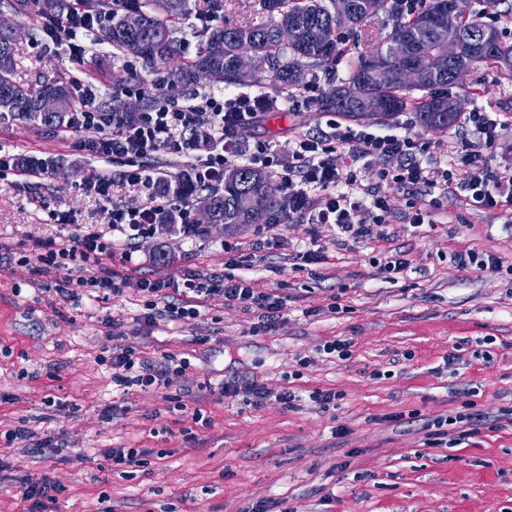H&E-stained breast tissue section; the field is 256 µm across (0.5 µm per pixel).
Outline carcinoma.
Listing matches in <instances>:
<instances>
[{
  "instance_id": "cac0c4a2",
  "label": "carcinoma",
  "mask_w": 512,
  "mask_h": 512,
  "mask_svg": "<svg viewBox=\"0 0 512 512\" xmlns=\"http://www.w3.org/2000/svg\"><path fill=\"white\" fill-rule=\"evenodd\" d=\"M191 0H82L81 7L97 19L96 41L107 45L112 53H125L124 42L136 38L142 42L140 55L145 63L159 67L173 59L179 67L155 79L152 92L128 102L112 113L116 122L131 119L153 108L161 99L178 94L186 84L203 88L218 86L260 87L269 81L277 94L301 95L307 84L324 75L327 88L316 99L323 112H336L355 121L384 123L408 109L415 112L419 127L428 130L438 124L448 127L458 123L461 112L453 111V97L448 90L457 84L454 73L463 65L469 69L492 66L506 79L512 80V43L497 40L490 49L471 41V36L487 27L477 19L465 17L451 31L431 25L425 17L441 14L445 0H422L423 5L412 17L390 13L391 29L385 38L367 50H360L352 62L347 78L336 82V64L344 56L343 33L363 24L388 0H350L351 10L345 14L336 9V0H264L265 9L278 13L266 23L211 25V20L224 13V0H202L198 16L203 22L202 49L192 57L183 55L175 37L176 20L191 11ZM16 15L34 10L49 29L60 19L62 0H0ZM128 13L141 16V27L127 32L121 21ZM281 21H290L296 35L290 44L280 42L276 28ZM455 38L463 42V55L457 61L443 62L439 56L441 41ZM253 47L261 68L249 75L236 69V55L242 44ZM17 44L0 32V121L18 120L50 129L70 123L78 106L74 83L59 75L32 82L16 78ZM382 60L395 69L410 62L418 64L427 79L419 85L400 80L378 84L370 77L374 63ZM59 94L61 109L40 115L39 100L49 93ZM163 192L207 207L210 223L228 228L240 224H269L279 214L281 199L271 177L263 170L247 165L231 164L224 170L223 181L208 186L194 183L185 172L173 179H160Z\"/></svg>"
}]
</instances>
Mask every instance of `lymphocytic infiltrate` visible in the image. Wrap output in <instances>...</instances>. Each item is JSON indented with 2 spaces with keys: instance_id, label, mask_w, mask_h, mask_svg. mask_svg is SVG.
Returning <instances> with one entry per match:
<instances>
[{
  "instance_id": "f902f5d3",
  "label": "lymphocytic infiltrate",
  "mask_w": 512,
  "mask_h": 512,
  "mask_svg": "<svg viewBox=\"0 0 512 512\" xmlns=\"http://www.w3.org/2000/svg\"><path fill=\"white\" fill-rule=\"evenodd\" d=\"M68 9L59 24L47 30L49 43H62L70 54L82 55L92 40L96 22L83 13L79 0H66ZM79 106L71 124L61 129L60 139L70 148L101 156L121 159L126 168L119 174L100 172L85 186L88 194L107 200L114 182L148 186L149 192L138 207L115 208L107 221L86 227L80 234L66 239H34L18 252L19 263L34 266L43 274L65 270L72 262L87 265L89 275L78 288L67 289L68 297L77 293L118 292L119 275L106 260L119 244L132 243L155 234L157 217L173 200L152 186L153 179L144 165L159 152L179 147L184 133L206 128L215 142L204 154L185 153L183 164L196 183L213 184L221 180L231 161L261 165L273 177L281 179L287 192L281 210L284 222L297 221L313 227L328 224L338 235L354 242H374L386 235L387 218L393 210L391 199L363 185L362 169L374 160L390 161L381 171L383 180L402 189L421 190L426 195L447 192L451 171L440 160L427 156L415 134L379 136L344 122L334 121L329 132L314 136L296 134L289 161L266 142L255 143L249 152H236L239 142L247 140L252 126L261 117L255 98L245 93L195 91L187 101L175 99L140 114L122 125H114L107 113L97 111L93 90H80ZM473 141L471 151L459 158L467 169L463 184L468 206L494 210L512 204V173L492 169L488 149L501 138L502 124L495 113L477 110L463 118ZM99 130L94 139L82 138L85 130ZM180 305L171 306L172 318H195L204 300L220 297L225 304H240L262 311L264 318L278 319L284 301L280 295L255 288L251 280L232 275L213 276L207 282L188 278L183 282ZM112 381L124 388L155 391L173 385L189 366L187 359L164 356L151 363L137 356L134 348L113 354ZM225 396L243 395L261 407L275 402L283 408L295 406L294 391L268 390L258 381L226 382Z\"/></svg>"
}]
</instances>
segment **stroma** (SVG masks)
Listing matches in <instances>:
<instances>
[{"instance_id":"stroma-1","label":"stroma","mask_w":512,"mask_h":512,"mask_svg":"<svg viewBox=\"0 0 512 512\" xmlns=\"http://www.w3.org/2000/svg\"><path fill=\"white\" fill-rule=\"evenodd\" d=\"M17 80L46 72L73 73L98 85L96 104L108 111L123 88H150L156 74L139 58L113 56L96 44L83 56L60 62L43 50L38 17L21 16ZM466 111L498 113L503 125L491 165L512 166V81L495 68L471 70L450 90ZM269 112L254 131L288 155L299 131H328L332 115L306 98L282 105L274 92ZM415 131L431 156L455 158L466 148L461 126L418 128L404 112L373 125V132ZM0 147L16 156L47 161L29 181L0 179V247L36 238H58L102 224L112 207H135L140 185L112 188L107 201L84 186L101 171L124 163L71 150L55 132L19 121L0 122ZM465 167L458 166L431 221L408 222L397 187L387 238L375 244L341 241L336 229L288 223L281 239L252 250L257 225L233 229L209 224L188 238L159 228L110 265L133 282L169 278V302L183 279L211 274L244 276L260 288H280L282 316L262 321L258 311L209 299L197 318L139 319L141 297L131 286L119 294L69 299L59 284L86 277L82 263L38 275L0 261V434L28 428L31 438L0 449V512H14L24 487L52 483L59 491L50 512H250L259 500L280 512H512V209L476 210L462 202ZM62 216L47 223L48 211ZM316 237L327 256L302 268L297 245ZM469 246L500 257L505 268L481 273L457 267L452 252ZM411 261L408 273L386 278L388 253ZM351 343L348 359H332L319 345ZM140 357L188 358L189 369L167 391H120L105 358L125 347ZM312 365L303 367L300 357ZM258 378L268 389L336 390L335 406L305 401L295 410L277 404L254 409L227 397L224 381ZM474 401L482 419L456 445L429 441L428 423ZM202 409L209 425L194 423ZM344 435H336V428ZM51 441L53 453L42 452ZM146 448L127 477L113 474L102 451Z\"/></svg>"}]
</instances>
